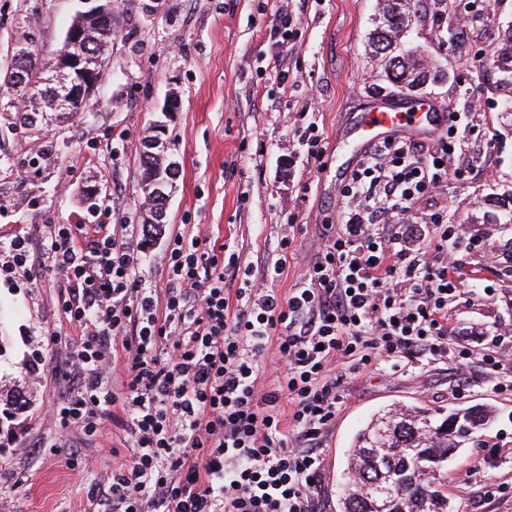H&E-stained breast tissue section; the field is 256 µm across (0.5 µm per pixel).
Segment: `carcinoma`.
I'll use <instances>...</instances> for the list:
<instances>
[{
  "mask_svg": "<svg viewBox=\"0 0 512 512\" xmlns=\"http://www.w3.org/2000/svg\"><path fill=\"white\" fill-rule=\"evenodd\" d=\"M380 24L371 33L375 56L384 66L386 77L406 90L419 83L434 81L439 72L426 69L410 53L396 52V39L415 12L407 0H377ZM78 31L89 53V77L107 66L112 22L78 16L71 24ZM23 74L36 86L35 103L23 111L22 123L31 126L41 112H79L87 105V96L74 92L67 69L56 71L53 82L43 81L46 62L39 48L24 47ZM177 170L170 168L164 147L144 145L141 157V181L145 188L144 205L161 210L156 188L159 181H174ZM5 415L11 417L27 406L26 394L15 389L6 394ZM491 412L486 408L441 412L421 406L391 408L373 418L353 439L348 455L351 477L342 493V512H454L446 490L442 467L449 456L477 437L487 425Z\"/></svg>",
  "mask_w": 512,
  "mask_h": 512,
  "instance_id": "carcinoma-1",
  "label": "carcinoma"
}]
</instances>
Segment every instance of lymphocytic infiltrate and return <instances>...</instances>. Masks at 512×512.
Instances as JSON below:
<instances>
[{
	"label": "lymphocytic infiltrate",
	"instance_id": "f902f5d3",
	"mask_svg": "<svg viewBox=\"0 0 512 512\" xmlns=\"http://www.w3.org/2000/svg\"><path fill=\"white\" fill-rule=\"evenodd\" d=\"M455 119L429 143L392 138L358 163L340 224L284 297L273 287L282 262L233 289L234 251L205 237L170 235L160 292L142 287L140 255L106 225H55L49 251L69 286L66 312L86 333L78 385L52 415L88 434L113 409L126 417L133 456L96 488L112 512H319L344 371L467 366L469 349L448 345L463 229L432 212L431 235L414 240L406 223L448 180L470 178L458 131L473 116ZM271 348L284 371L267 387L259 360Z\"/></svg>",
	"mask_w": 512,
	"mask_h": 512
}]
</instances>
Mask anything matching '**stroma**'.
<instances>
[{
    "label": "stroma",
    "mask_w": 512,
    "mask_h": 512,
    "mask_svg": "<svg viewBox=\"0 0 512 512\" xmlns=\"http://www.w3.org/2000/svg\"><path fill=\"white\" fill-rule=\"evenodd\" d=\"M144 2L112 0V54L83 112H47L35 126L0 112V265L11 259L12 238L31 243L27 270L0 275V391L29 396L26 409L0 429V512H97L95 483L131 455L122 427L109 420L90 436L71 431L69 448L55 445L59 427L49 410L69 383L81 331L65 312V282L48 258L51 225L109 224L141 249L143 287H165L167 241H144L140 180L145 139L157 130L178 166L167 234H209L229 244L241 266L259 269L278 258L284 225H297L275 283L287 294L344 205L336 164L352 168L358 159L340 144L341 131L400 93L368 46L376 0H162L152 10ZM284 7L296 19L293 39L276 47L269 33ZM79 8L78 0H0V69L30 40L53 56ZM417 9L399 44L417 49L443 77L416 97L447 113H474L463 133L465 160L495 172L489 182L449 181L420 205L463 225L472 239L460 254L463 282L448 307V341H464L476 359L464 379L451 363L347 376L322 448V512H340L346 452L357 430L395 403L492 405L493 425L445 466L448 497L456 512H512V398L491 392L477 359L494 326L512 325V265L483 263L485 251H512V239L494 222L502 193L512 190V131L499 120L498 69L512 0H490V22L464 33L457 19L470 12L469 0H419ZM280 70L288 73L284 88L274 78ZM171 95L180 107L163 112ZM311 123L324 137L316 163L302 137ZM96 186L101 192L88 202ZM479 288L490 289V300L477 298ZM501 483L508 491L485 496L487 486Z\"/></svg>",
    "instance_id": "stroma-1"
}]
</instances>
